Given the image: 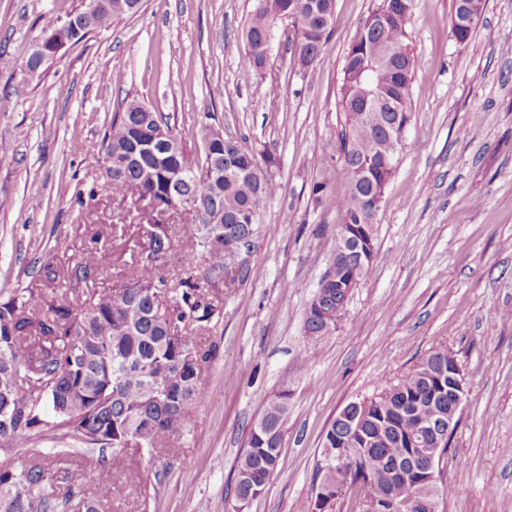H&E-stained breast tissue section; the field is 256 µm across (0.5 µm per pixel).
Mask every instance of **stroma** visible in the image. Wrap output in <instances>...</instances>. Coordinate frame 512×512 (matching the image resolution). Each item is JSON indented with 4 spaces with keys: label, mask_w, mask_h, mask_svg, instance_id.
<instances>
[{
    "label": "stroma",
    "mask_w": 512,
    "mask_h": 512,
    "mask_svg": "<svg viewBox=\"0 0 512 512\" xmlns=\"http://www.w3.org/2000/svg\"><path fill=\"white\" fill-rule=\"evenodd\" d=\"M377 0H335L319 61L300 71L293 26L280 22L260 78L240 67L257 0H142L137 14L93 32L34 76L25 63L42 28L81 0H0V299L15 290H109L147 247L131 201L88 195L102 179L103 138L125 96L149 102L203 158L211 128L280 160L264 204L247 282L224 300L218 354L194 408L160 453L77 446L66 467L84 493L95 468L117 495L100 512H227L251 424L288 393L278 468L247 512H309L328 427L431 347L448 348L467 400L441 481L443 512H512V0H486L470 47L451 33L453 0H415L409 28L420 64L412 120L374 226L370 277L335 331L305 336L306 305L336 246V211L315 205L314 179H348L321 151L336 139L343 55ZM27 91L14 96L19 83ZM104 245L109 265L88 280L68 271ZM61 442L43 426L22 436L20 463H52Z\"/></svg>",
    "instance_id": "35a3bbf8"
}]
</instances>
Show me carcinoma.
I'll return each mask as SVG.
<instances>
[{"label": "carcinoma", "instance_id": "1", "mask_svg": "<svg viewBox=\"0 0 512 512\" xmlns=\"http://www.w3.org/2000/svg\"><path fill=\"white\" fill-rule=\"evenodd\" d=\"M414 0H379L364 16L345 51L338 105L343 116L338 140L324 153L340 163L348 176L346 194H333L323 176L313 182L315 204L336 208V229L373 224V199L385 198L393 169L389 115L405 122L412 117L414 74L418 57L409 43L408 27ZM463 0H455L451 32L467 47L473 30L460 26ZM132 13L129 0H84L53 27L68 44L89 33L105 30L112 21ZM92 23L76 33L72 24L87 17ZM293 24L295 60L321 55L333 29L334 0H258L245 30L246 49L241 66L258 76L267 67V48L274 28ZM380 95L384 106L371 112L365 97ZM104 162L112 175L104 179L105 192L146 202L162 213L198 206L192 222L177 228L190 243L192 257L174 251L169 227L155 225L148 248L108 291L82 294L53 293L38 297L31 290L14 293L0 302V512H99L112 499L110 470L97 469L95 491L86 496L73 491L69 472L44 464H15L18 439L42 425L52 426L70 445L100 448L157 449L168 445L196 404L206 399L205 371L218 345L210 333L224 319L223 306L214 302L215 282L232 275L243 285L250 274V248L259 234L260 212L275 191L273 171L278 159L270 150L257 152L237 141L210 145L203 164L190 159L181 140L151 106L132 98L113 115L104 138ZM109 261L106 247L83 252L73 274L88 279ZM180 273L160 275L169 262ZM364 280L372 262L348 252L334 271L340 278L352 270ZM305 334L324 335L316 309H306ZM457 362L448 349L437 346L395 383L382 389L385 404L362 417L359 429L335 419L324 442L345 438L349 448L361 447V435L375 439L369 450L374 483L365 507L374 498L393 495L408 504L435 493V487L395 470L402 465V439L416 423L453 410L448 392L429 385V374L448 376ZM288 393L274 395L252 423L247 448L238 461L234 497L257 499L256 486L265 490L275 473L285 422ZM345 488L349 494L365 485L363 463L349 465Z\"/></svg>", "mask_w": 512, "mask_h": 512}]
</instances>
